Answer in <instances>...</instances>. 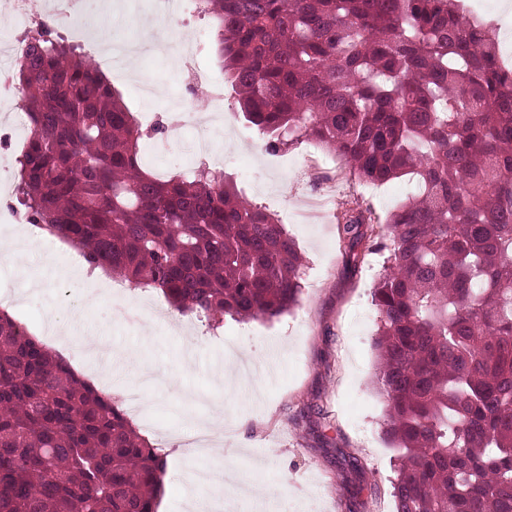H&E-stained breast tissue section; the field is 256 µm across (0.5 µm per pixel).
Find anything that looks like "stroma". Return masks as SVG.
Instances as JSON below:
<instances>
[{
    "instance_id": "1",
    "label": "stroma",
    "mask_w": 512,
    "mask_h": 512,
    "mask_svg": "<svg viewBox=\"0 0 512 512\" xmlns=\"http://www.w3.org/2000/svg\"><path fill=\"white\" fill-rule=\"evenodd\" d=\"M79 7L92 19L111 10L109 34L122 42L158 43L153 56L135 60L134 76L113 86L141 123L177 121L172 106L184 87L174 55L163 47L165 35L144 25L149 0H79ZM195 65L224 96L231 121L219 140L228 156L224 171L233 177L247 169L241 187L250 201L282 218L295 212L305 193L321 187L337 203L356 204L383 219L413 193L405 180L373 186L346 174L343 163L312 162L325 150L308 142L270 156L262 135L236 111L211 45H200ZM141 72L162 76L163 92L143 96ZM191 138L185 129L143 143V168L167 177L197 161ZM287 230L306 259L300 304L272 320L228 318L214 330L178 315L157 290L94 287L81 270L80 250L54 238H39L24 260L5 268L0 297L35 338L55 322L63 331L57 342L71 357L83 334L103 335L108 354L84 352L72 367L84 377L97 375L102 389L138 393L139 426L151 421L188 433L199 423L219 424L222 457L162 447L169 487L163 512H190L202 497L224 500L231 512H394L387 488L397 452L383 435L372 348L378 314L371 291L386 256L367 254L354 267L338 243L331 209L317 223H291ZM244 359L257 365V374L225 390L219 374L234 373ZM352 456L361 458L364 471L351 469ZM223 458L265 487L266 497L207 483L205 471L217 469ZM373 482L381 488L375 497L364 490Z\"/></svg>"
}]
</instances>
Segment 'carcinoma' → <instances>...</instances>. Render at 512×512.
Masks as SVG:
<instances>
[{"label":"carcinoma","mask_w":512,"mask_h":512,"mask_svg":"<svg viewBox=\"0 0 512 512\" xmlns=\"http://www.w3.org/2000/svg\"><path fill=\"white\" fill-rule=\"evenodd\" d=\"M243 118L277 151L303 139L349 173L418 193L381 223L346 205L353 258L388 252L372 289L395 512H512V75L462 0H192ZM13 70L30 136L16 158L29 224L219 327L299 305L285 225L198 161L143 170L146 133L57 29H24ZM163 454L121 401L0 311V512H155Z\"/></svg>","instance_id":"obj_1"}]
</instances>
